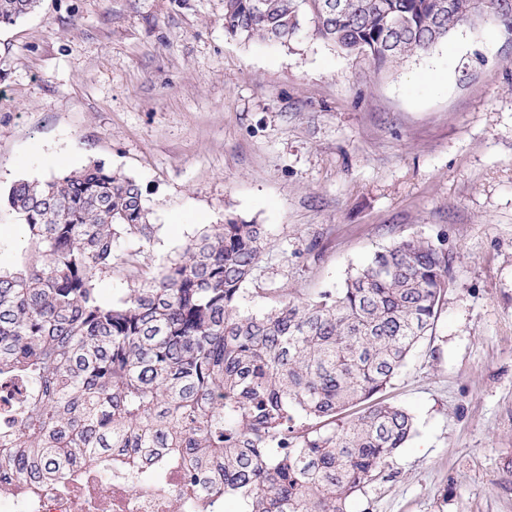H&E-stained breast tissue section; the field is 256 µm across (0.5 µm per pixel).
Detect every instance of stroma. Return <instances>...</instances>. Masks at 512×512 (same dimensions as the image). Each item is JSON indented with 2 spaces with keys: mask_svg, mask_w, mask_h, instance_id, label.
I'll use <instances>...</instances> for the list:
<instances>
[{
  "mask_svg": "<svg viewBox=\"0 0 512 512\" xmlns=\"http://www.w3.org/2000/svg\"><path fill=\"white\" fill-rule=\"evenodd\" d=\"M102 160L135 179L159 270L211 224L262 225L243 310L340 287L411 237L448 257L432 335L386 396L414 436L346 512H512V32L457 28L379 69L304 28L224 33V0H41L0 25V267L12 185Z\"/></svg>",
  "mask_w": 512,
  "mask_h": 512,
  "instance_id": "1",
  "label": "stroma"
}]
</instances>
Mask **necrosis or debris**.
Listing matches in <instances>:
<instances>
[{
    "mask_svg": "<svg viewBox=\"0 0 512 512\" xmlns=\"http://www.w3.org/2000/svg\"><path fill=\"white\" fill-rule=\"evenodd\" d=\"M179 502L184 512H224L221 493L188 487L186 462L175 453L147 468L99 459L43 491L0 488V512H174Z\"/></svg>",
    "mask_w": 512,
    "mask_h": 512,
    "instance_id": "necrosis-or-debris-1",
    "label": "necrosis or debris"
}]
</instances>
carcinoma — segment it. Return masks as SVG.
Here are the masks:
<instances>
[{
  "label": "carcinoma",
  "mask_w": 512,
  "mask_h": 512,
  "mask_svg": "<svg viewBox=\"0 0 512 512\" xmlns=\"http://www.w3.org/2000/svg\"><path fill=\"white\" fill-rule=\"evenodd\" d=\"M224 0V31L287 46L309 23L379 67L426 54L461 26L512 29V0ZM40 0H0L12 24ZM33 247L0 269V480L38 485L96 455L182 453L190 485L248 512H345L412 435L379 394L434 327L448 256L423 238L374 253L341 287L260 314L240 308L267 246L260 225L213 224L170 264L122 262L138 287L101 298L114 250L145 237L139 183L102 160L11 187ZM298 411L329 430L301 433ZM276 434L288 446L272 448Z\"/></svg>",
  "instance_id": "1"
}]
</instances>
